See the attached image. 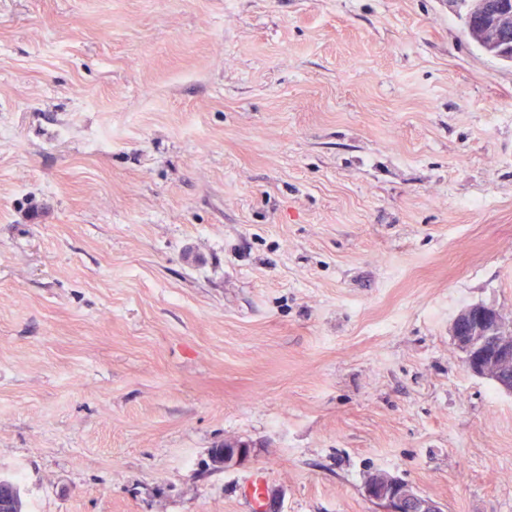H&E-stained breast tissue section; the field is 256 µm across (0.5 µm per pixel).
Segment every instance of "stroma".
Wrapping results in <instances>:
<instances>
[{"label":"stroma","instance_id":"stroma-1","mask_svg":"<svg viewBox=\"0 0 512 512\" xmlns=\"http://www.w3.org/2000/svg\"><path fill=\"white\" fill-rule=\"evenodd\" d=\"M456 0H0V476L26 512H512V62ZM245 442L242 465L208 464ZM451 334L471 374L512 393V333L499 311L483 304L466 306L454 316ZM364 489L366 496L378 503L383 512H441L434 501L419 495L388 472L368 478Z\"/></svg>","mask_w":512,"mask_h":512}]
</instances>
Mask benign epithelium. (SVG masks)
Wrapping results in <instances>:
<instances>
[{
  "mask_svg": "<svg viewBox=\"0 0 512 512\" xmlns=\"http://www.w3.org/2000/svg\"><path fill=\"white\" fill-rule=\"evenodd\" d=\"M451 334L471 374L489 378L512 393V332L504 326L499 311L483 304L466 306L454 316ZM250 453L248 446L226 448L222 464L239 465ZM364 489L366 496L381 506L382 512H441L434 501L419 495L388 472L368 479Z\"/></svg>",
  "mask_w": 512,
  "mask_h": 512,
  "instance_id": "benign-epithelium-1",
  "label": "benign epithelium"
}]
</instances>
